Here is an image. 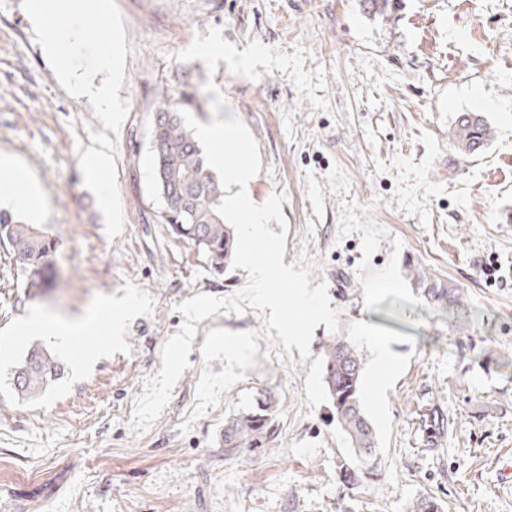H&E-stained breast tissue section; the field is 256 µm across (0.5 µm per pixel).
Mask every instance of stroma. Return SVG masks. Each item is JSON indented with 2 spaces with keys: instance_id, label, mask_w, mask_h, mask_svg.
Here are the masks:
<instances>
[{
  "instance_id": "35a3bbf8",
  "label": "stroma",
  "mask_w": 512,
  "mask_h": 512,
  "mask_svg": "<svg viewBox=\"0 0 512 512\" xmlns=\"http://www.w3.org/2000/svg\"><path fill=\"white\" fill-rule=\"evenodd\" d=\"M79 39L43 50L30 0H0V157L41 189L31 220L57 243L51 293L28 292L0 247V512H512V0H83ZM119 37L121 79L104 58ZM69 69L70 81L58 72ZM112 89V112L92 87ZM187 102L201 123L238 117L259 146L257 204L283 196L284 264L326 284L341 335L361 349L379 475L343 488L348 441L329 419L318 325L306 361L262 337L258 310L197 322L189 365L143 431L136 401L184 317L177 304L227 297L244 269L216 273L159 221L151 116ZM480 112L495 130L478 159L448 130ZM110 155L102 177L92 152ZM460 288L467 333L423 302L407 263ZM42 312L68 346L21 334ZM258 332L256 365L194 415L210 329ZM397 363L385 384L373 340ZM62 377L20 398L12 371L32 343ZM91 353L76 365L71 352ZM274 439L224 454V420L265 394Z\"/></svg>"
}]
</instances>
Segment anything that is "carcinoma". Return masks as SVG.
<instances>
[{"mask_svg": "<svg viewBox=\"0 0 512 512\" xmlns=\"http://www.w3.org/2000/svg\"><path fill=\"white\" fill-rule=\"evenodd\" d=\"M494 130L480 112H461L449 138L462 156L485 150ZM150 153L156 189L163 208L160 221L175 236L201 251L209 266L223 272L230 264L236 245L234 228L216 211L224 191L208 168L194 134L186 127L181 112L168 102L152 116ZM0 241L21 263L26 287L46 294L51 291L55 241L33 224H24L0 211ZM407 277L415 292L427 302L450 310L453 327L463 332L469 315L460 303L459 289L430 275L415 264L407 265ZM320 357L332 419L348 440L351 453L337 464V474L347 487H357L378 476V446L374 428L363 407L364 358L346 336L322 341ZM14 388L26 399H35L63 371L59 358L42 345H33L19 366ZM276 400H265L224 420V455L234 456L243 448H261L273 435Z\"/></svg>", "mask_w": 512, "mask_h": 512, "instance_id": "cac0c4a2", "label": "carcinoma"}]
</instances>
